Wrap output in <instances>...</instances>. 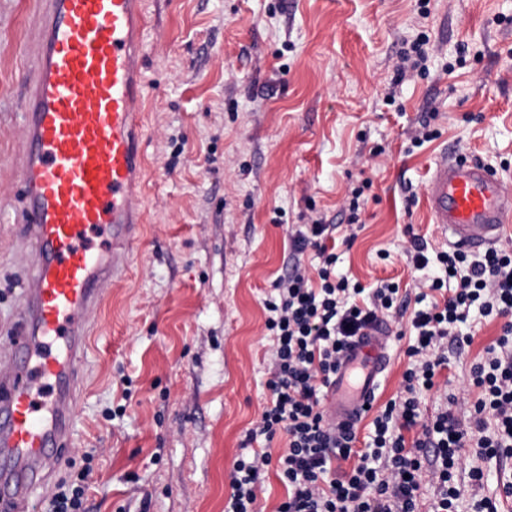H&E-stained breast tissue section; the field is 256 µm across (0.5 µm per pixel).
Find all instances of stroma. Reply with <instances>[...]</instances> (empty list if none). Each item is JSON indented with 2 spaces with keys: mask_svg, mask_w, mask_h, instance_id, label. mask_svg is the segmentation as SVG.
Instances as JSON below:
<instances>
[{
  "mask_svg": "<svg viewBox=\"0 0 512 512\" xmlns=\"http://www.w3.org/2000/svg\"><path fill=\"white\" fill-rule=\"evenodd\" d=\"M145 225L107 287L84 354L66 459L94 449L91 512H224L230 471L270 396L263 302L290 268V235L335 225V272L399 283L409 233L449 245L425 192L442 153L512 181V0H145ZM38 0H0V342L13 336L28 258L15 243L28 49ZM429 72L398 79L407 41ZM429 122L436 138L410 132ZM370 181L358 223L352 188ZM501 324L471 314L424 415L462 395ZM121 417H114L116 409Z\"/></svg>",
  "mask_w": 512,
  "mask_h": 512,
  "instance_id": "35a3bbf8",
  "label": "stroma"
}]
</instances>
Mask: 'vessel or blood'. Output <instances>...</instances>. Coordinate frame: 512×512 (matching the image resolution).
Returning a JSON list of instances; mask_svg holds the SVG:
<instances>
[{"label":"vessel or blood","instance_id":"vessel-or-blood-1","mask_svg":"<svg viewBox=\"0 0 512 512\" xmlns=\"http://www.w3.org/2000/svg\"><path fill=\"white\" fill-rule=\"evenodd\" d=\"M144 0H41L25 92L18 221L30 251L17 329L0 349V512H27L68 447L91 319L144 222ZM449 244L489 248L512 223V183L441 156L426 185ZM102 231L107 249L88 234ZM392 328L371 326L325 395L329 421L357 425L391 361Z\"/></svg>","mask_w":512,"mask_h":512}]
</instances>
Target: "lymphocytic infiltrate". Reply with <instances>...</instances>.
I'll return each mask as SVG.
<instances>
[{
	"label": "lymphocytic infiltrate",
	"mask_w": 512,
	"mask_h": 512,
	"mask_svg": "<svg viewBox=\"0 0 512 512\" xmlns=\"http://www.w3.org/2000/svg\"><path fill=\"white\" fill-rule=\"evenodd\" d=\"M335 230L316 219L294 233V263L264 303L273 341L271 397L246 439L270 441L282 433L287 446L276 457L259 448L235 460L224 512H256V491L272 464L287 489L276 512H419L428 483L435 486L432 512H459L464 502L469 512H499L492 498H466V486L482 485L484 473L465 468L462 450L472 440L481 459H512V249L495 247L475 259L457 249L439 253L443 274L426 281L410 311L395 282L367 292L335 275L336 251L327 245ZM310 248L320 260L314 272L301 262ZM450 280L456 283L451 294L435 300ZM406 311L414 342L407 349L402 395L377 409L366 439H358L356 430L331 427L321 396L348 345L372 323L396 321ZM474 312L503 322L499 338L471 366L477 398L449 396L440 412L422 420L419 393L434 387L447 348L461 351L471 344L461 326ZM410 430L417 433L411 441L405 437Z\"/></svg>",
	"instance_id": "1"
}]
</instances>
